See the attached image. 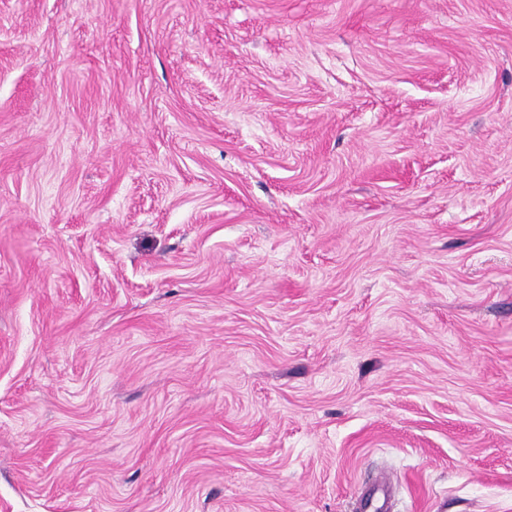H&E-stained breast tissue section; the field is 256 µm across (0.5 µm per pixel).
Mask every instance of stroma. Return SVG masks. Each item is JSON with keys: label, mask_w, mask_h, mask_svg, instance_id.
<instances>
[{"label": "stroma", "mask_w": 512, "mask_h": 512, "mask_svg": "<svg viewBox=\"0 0 512 512\" xmlns=\"http://www.w3.org/2000/svg\"><path fill=\"white\" fill-rule=\"evenodd\" d=\"M512 512V0H0V512Z\"/></svg>", "instance_id": "1"}]
</instances>
